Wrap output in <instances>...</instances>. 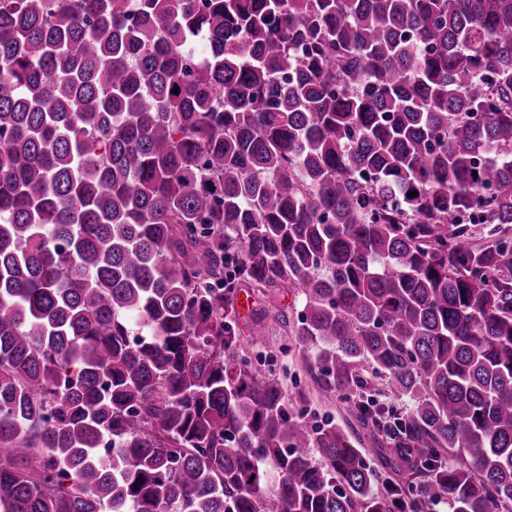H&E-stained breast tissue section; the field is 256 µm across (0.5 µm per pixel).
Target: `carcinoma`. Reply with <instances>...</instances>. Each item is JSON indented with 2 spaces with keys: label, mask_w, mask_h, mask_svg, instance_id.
Listing matches in <instances>:
<instances>
[{
  "label": "carcinoma",
  "mask_w": 512,
  "mask_h": 512,
  "mask_svg": "<svg viewBox=\"0 0 512 512\" xmlns=\"http://www.w3.org/2000/svg\"><path fill=\"white\" fill-rule=\"evenodd\" d=\"M509 224L512 0H0V512H512ZM239 302V303H238ZM240 302H243L241 308ZM250 309L247 298L237 299L238 311L237 327L242 343L240 352L254 358L257 351H262L269 360L267 368L273 377L278 379L286 395L293 398L300 391L307 395L304 409L309 420L321 423L331 420L344 428L352 426L353 431L360 439L356 446L364 448L371 467L376 470L379 481L376 490L384 493L387 481L399 479L395 473L393 458L385 447L386 444L377 445L367 437V431L351 418L348 412V403L343 399L344 391L325 390L317 384L309 371L306 353L302 351L292 336V324L296 320V311L300 308L301 296L295 288L274 290L262 296L250 295ZM265 310V317L261 322L265 339L268 342L266 348H259L251 344V331L254 327L253 311ZM245 310V311H244ZM288 313L291 325L288 327L281 321L280 313Z\"/></svg>",
  "instance_id": "carcinoma-1"
}]
</instances>
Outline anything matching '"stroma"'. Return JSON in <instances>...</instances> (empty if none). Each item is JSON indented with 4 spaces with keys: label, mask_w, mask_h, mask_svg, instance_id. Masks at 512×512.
Instances as JSON below:
<instances>
[{
    "label": "stroma",
    "mask_w": 512,
    "mask_h": 512,
    "mask_svg": "<svg viewBox=\"0 0 512 512\" xmlns=\"http://www.w3.org/2000/svg\"><path fill=\"white\" fill-rule=\"evenodd\" d=\"M248 310L239 312L237 327L242 339L240 351L248 355H255L256 346L251 343V331L255 325L253 321L254 310H264L265 317L262 326L268 342L263 351L268 359V367L280 382L288 396H296L298 392H305L306 403L304 409L309 420L322 422L325 420L352 427L357 437H360L361 448H364L371 467L376 470L380 482L395 479L393 458L385 447L373 443L366 436L361 426L355 425L348 412V404L343 398L342 391L323 389L317 384L309 371L306 354L293 338V331L281 321L282 315H295L300 308L301 297L296 289H280L267 295H253L249 298Z\"/></svg>",
    "instance_id": "1"
}]
</instances>
